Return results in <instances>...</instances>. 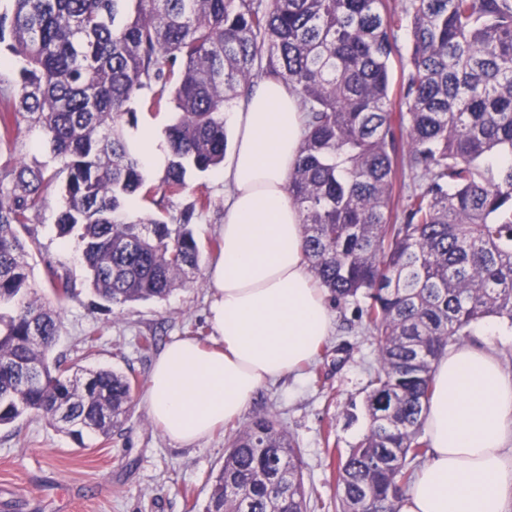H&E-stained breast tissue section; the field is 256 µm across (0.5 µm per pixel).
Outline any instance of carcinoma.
<instances>
[{"label":"carcinoma","mask_w":512,"mask_h":512,"mask_svg":"<svg viewBox=\"0 0 512 512\" xmlns=\"http://www.w3.org/2000/svg\"><path fill=\"white\" fill-rule=\"evenodd\" d=\"M412 41L391 112L390 0H12L0 44L22 62L0 86V144L21 123L44 133L59 166L0 165V426L46 419L76 440L122 431L133 378L49 357L70 277L48 267L56 306L32 280L25 232L61 182V238L77 234L92 293L110 305L164 300L194 279L200 191L170 224L131 220L125 202L172 199L188 167L224 161V112L278 76L296 92L305 133L288 195L305 257L338 303L363 301L379 368L367 385L369 428L336 463L339 512H398L429 443L421 439L433 363L495 317L512 326V0H407ZM171 99L168 163L144 174L125 127L133 104ZM425 187L392 206L405 171ZM299 449L271 414L231 431L203 512H307Z\"/></svg>","instance_id":"obj_1"}]
</instances>
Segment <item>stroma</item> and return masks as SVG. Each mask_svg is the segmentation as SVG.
<instances>
[{
  "mask_svg": "<svg viewBox=\"0 0 512 512\" xmlns=\"http://www.w3.org/2000/svg\"><path fill=\"white\" fill-rule=\"evenodd\" d=\"M410 54V35L402 19L395 26L389 60V106L395 112L407 109L400 86ZM18 157L49 170L58 165L36 128L22 127L18 145L0 148V164ZM186 181L189 193L164 203L156 213L176 223L194 190L209 194L212 205L193 226L204 269L217 257L210 242L221 235L224 183L216 171L192 167ZM61 200V189H53L40 214L38 243L30 257L37 284H44L52 266L67 271L75 285L73 297L63 306L54 354L87 368L130 374L137 389L121 434L107 442L94 436L74 441L33 414L1 426L0 512H202L210 479L224 462L229 430L221 428L189 447L176 445L151 418L145 393L159 347L177 336L210 341V286L190 283L162 301L111 306L98 300L88 288L77 238L62 239L56 233ZM332 309L335 329L314 359L313 370L261 388L244 413L248 419L273 414L294 439L315 512H336V462L368 429L366 388L378 368L376 342L359 303H336ZM92 329L97 336L90 345L86 337ZM150 334L157 335V345L143 348L142 339Z\"/></svg>",
  "mask_w": 512,
  "mask_h": 512,
  "instance_id": "35a3bbf8",
  "label": "stroma"
}]
</instances>
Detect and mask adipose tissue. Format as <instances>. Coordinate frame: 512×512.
Here are the masks:
<instances>
[{
	"label": "adipose tissue",
	"instance_id": "adipose-tissue-1",
	"mask_svg": "<svg viewBox=\"0 0 512 512\" xmlns=\"http://www.w3.org/2000/svg\"><path fill=\"white\" fill-rule=\"evenodd\" d=\"M225 118L235 144L221 172L222 253L206 269L215 342L171 341L146 388L152 419L181 446L239 417L262 386L311 360L333 330L287 190L304 133L297 95L268 77L244 90ZM433 382L424 422L430 451L399 512H512V372L486 339L442 353Z\"/></svg>",
	"mask_w": 512,
	"mask_h": 512
}]
</instances>
